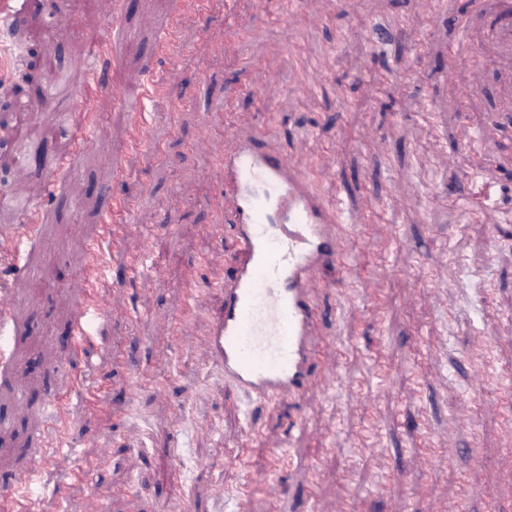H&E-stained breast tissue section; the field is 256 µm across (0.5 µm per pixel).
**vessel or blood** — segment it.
<instances>
[{"mask_svg":"<svg viewBox=\"0 0 512 512\" xmlns=\"http://www.w3.org/2000/svg\"><path fill=\"white\" fill-rule=\"evenodd\" d=\"M117 36L96 37L82 66L87 81L103 83L102 63L118 54ZM149 84L138 94L114 89L115 105L131 115L132 145L145 141ZM224 153V211L236 228L231 275L217 291L209 326L199 343L224 374L225 384L265 404H298L315 381L313 371L321 339L323 314L312 299L324 269L342 259L338 241L346 231L335 204L322 197L312 177L298 170L286 155L263 148L262 132L236 129ZM108 235L129 257H138L130 225L112 227L104 210ZM101 254L89 246L78 266L86 288L73 314V343L91 334L101 308L92 279Z\"/></svg>","mask_w":512,"mask_h":512,"instance_id":"1","label":"vessel or blood"}]
</instances>
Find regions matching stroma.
I'll list each match as a JSON object with an SVG mask.
<instances>
[{
  "label": "stroma",
  "instance_id": "1",
  "mask_svg": "<svg viewBox=\"0 0 512 512\" xmlns=\"http://www.w3.org/2000/svg\"><path fill=\"white\" fill-rule=\"evenodd\" d=\"M57 15L59 31L30 43L58 65L55 101L28 126L35 139L63 127L47 159L73 157L80 179L57 173L41 199L44 166L0 167V231L34 205L42 226L0 270L12 308L0 496L31 468L33 512H89L107 487L106 512H158L174 488L198 512H236L243 498L248 512H336L340 501L445 512L464 479L468 512H512V407L499 402L512 388V55L493 39L499 0H435L428 12L420 0H207L200 14L178 0H137L130 12L62 0ZM171 24L186 48L174 61L159 45ZM111 29L122 50L92 95L81 61L90 33ZM14 43L0 47V98L30 93ZM147 79L150 127L135 153L112 90ZM80 108L98 119L79 152ZM229 125L269 131L267 151L333 174L319 190L356 218L334 286L313 292L330 341L315 372L333 383L313 384L297 409L251 405L197 344L234 249L215 201ZM465 189L493 224L467 210ZM111 197L132 205L147 257L134 276L123 254H108L105 313L85 355L68 338L85 295L75 262ZM190 277L199 306L172 336L160 317L186 308ZM145 374L157 388L139 387ZM58 395L64 444L37 469ZM261 475L281 486L277 499Z\"/></svg>",
  "mask_w": 512,
  "mask_h": 512
}]
</instances>
